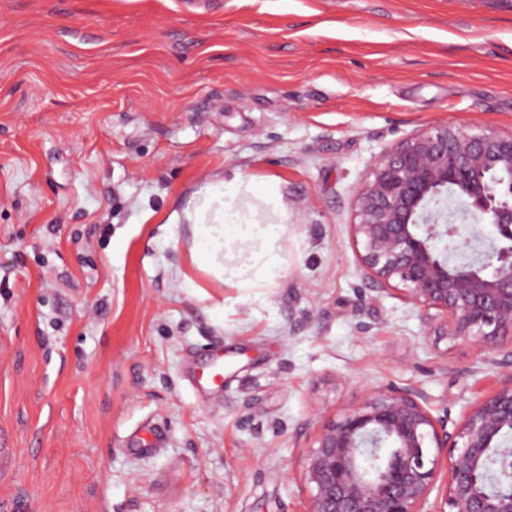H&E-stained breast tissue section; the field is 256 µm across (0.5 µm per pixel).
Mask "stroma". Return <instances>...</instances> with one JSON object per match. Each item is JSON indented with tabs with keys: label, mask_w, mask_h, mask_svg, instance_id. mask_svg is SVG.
I'll use <instances>...</instances> for the list:
<instances>
[{
	"label": "stroma",
	"mask_w": 512,
	"mask_h": 512,
	"mask_svg": "<svg viewBox=\"0 0 512 512\" xmlns=\"http://www.w3.org/2000/svg\"><path fill=\"white\" fill-rule=\"evenodd\" d=\"M442 122L512 128V0H0V512H305L368 390L459 423L512 368L372 291L350 230L375 157ZM237 175L278 192L270 281L192 256Z\"/></svg>",
	"instance_id": "35a3bbf8"
}]
</instances>
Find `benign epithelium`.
Here are the masks:
<instances>
[{
  "instance_id": "1",
  "label": "benign epithelium",
  "mask_w": 512,
  "mask_h": 512,
  "mask_svg": "<svg viewBox=\"0 0 512 512\" xmlns=\"http://www.w3.org/2000/svg\"><path fill=\"white\" fill-rule=\"evenodd\" d=\"M456 194L468 209H433ZM353 236L363 278L383 292L397 282L424 321L489 368L512 364V128L436 123L386 147L353 193ZM487 217L499 244L455 258L436 242L458 234L472 212ZM512 373L465 406L448 431L414 388L373 389L319 428L302 480L305 512H512V482L486 488V463L509 455Z\"/></svg>"
}]
</instances>
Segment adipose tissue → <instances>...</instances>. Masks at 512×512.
<instances>
[{"label":"adipose tissue","instance_id":"obj_1","mask_svg":"<svg viewBox=\"0 0 512 512\" xmlns=\"http://www.w3.org/2000/svg\"><path fill=\"white\" fill-rule=\"evenodd\" d=\"M274 201V191L243 177L206 188L196 201L192 220L198 232L193 256L224 281L250 282L273 277L281 267L277 243L283 224H265L244 213L237 197Z\"/></svg>","mask_w":512,"mask_h":512}]
</instances>
